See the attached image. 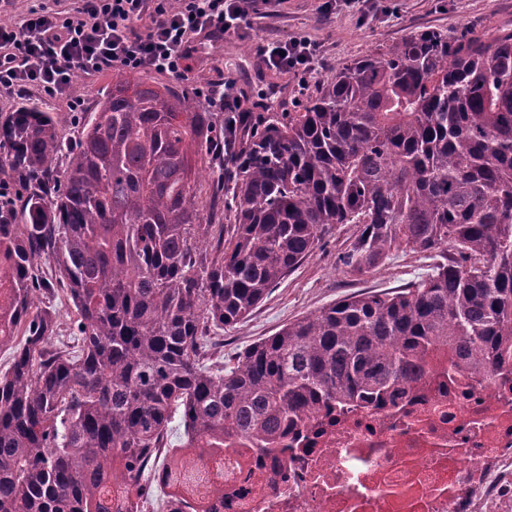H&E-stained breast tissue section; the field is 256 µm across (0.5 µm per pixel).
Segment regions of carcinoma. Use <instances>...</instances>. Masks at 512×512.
<instances>
[{
  "mask_svg": "<svg viewBox=\"0 0 512 512\" xmlns=\"http://www.w3.org/2000/svg\"><path fill=\"white\" fill-rule=\"evenodd\" d=\"M73 120L67 143L42 103L0 116V512H123L159 482L177 413L183 448L220 458L224 438L271 442L322 402L395 399L436 369L491 380L512 356L511 28L407 35L230 131L132 73ZM335 224L356 226L350 272L402 251L430 273L224 361L214 331ZM42 295L73 306L68 341ZM175 483L209 494L189 461Z\"/></svg>",
  "mask_w": 512,
  "mask_h": 512,
  "instance_id": "carcinoma-1",
  "label": "carcinoma"
}]
</instances>
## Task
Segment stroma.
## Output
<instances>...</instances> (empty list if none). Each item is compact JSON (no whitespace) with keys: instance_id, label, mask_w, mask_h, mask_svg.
Here are the masks:
<instances>
[{"instance_id":"stroma-1","label":"stroma","mask_w":512,"mask_h":512,"mask_svg":"<svg viewBox=\"0 0 512 512\" xmlns=\"http://www.w3.org/2000/svg\"><path fill=\"white\" fill-rule=\"evenodd\" d=\"M503 26L512 28V0H359L353 9L343 0H281L273 7L258 0L250 24L225 37L218 47L195 54L178 84L189 94L202 79L221 74L234 81L246 103L264 102L272 92L279 111L291 112L300 104L296 81L291 75L260 68L256 47L262 38L302 37L315 43L321 51L319 76L324 79L338 64L419 30L438 28L455 35ZM355 230L352 224L334 226L324 246L273 288L248 318L226 329L225 355L347 295L391 291L427 273L430 258L402 252L372 273H350L337 256Z\"/></svg>"}]
</instances>
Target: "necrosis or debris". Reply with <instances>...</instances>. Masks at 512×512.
<instances>
[{"label":"necrosis or debris","mask_w":512,"mask_h":512,"mask_svg":"<svg viewBox=\"0 0 512 512\" xmlns=\"http://www.w3.org/2000/svg\"><path fill=\"white\" fill-rule=\"evenodd\" d=\"M224 497L181 512H512V375L434 374L403 397L320 407L273 444L224 441Z\"/></svg>","instance_id":"4bbe7bcc"}]
</instances>
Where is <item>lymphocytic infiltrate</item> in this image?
<instances>
[{
  "label": "lymphocytic infiltrate",
  "instance_id": "obj_1",
  "mask_svg": "<svg viewBox=\"0 0 512 512\" xmlns=\"http://www.w3.org/2000/svg\"><path fill=\"white\" fill-rule=\"evenodd\" d=\"M254 0H79L70 10L40 6L19 26L0 25V89L36 87L52 98L73 96L76 74L113 69L182 77L187 61L209 41L224 39L248 22ZM257 56L268 70L292 75L307 88L320 68V51L306 39H262ZM197 98L227 118L245 106L235 84L207 79Z\"/></svg>",
  "mask_w": 512,
  "mask_h": 512
}]
</instances>
